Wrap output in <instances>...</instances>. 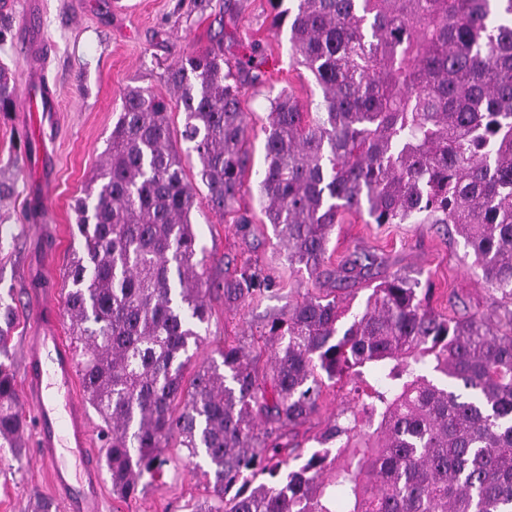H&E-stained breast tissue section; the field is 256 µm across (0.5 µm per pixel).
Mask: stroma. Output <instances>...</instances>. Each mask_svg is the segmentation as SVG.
<instances>
[{"label": "stroma", "mask_w": 512, "mask_h": 512, "mask_svg": "<svg viewBox=\"0 0 512 512\" xmlns=\"http://www.w3.org/2000/svg\"><path fill=\"white\" fill-rule=\"evenodd\" d=\"M18 23V14L0 13V63L12 70L23 92L32 62L16 49ZM42 23L52 45L41 59L42 73L55 94L56 110L41 123L30 112L0 117V178L14 185L12 194L0 200V232L14 239L0 249V289L12 290L17 306L10 347L17 380L22 377L25 338L31 331L30 291L35 283L55 282L58 291L49 302L57 307L65 304L67 267L80 247L74 236V207L105 159L129 89L171 97L167 68L176 51L202 50L220 41L225 58L232 59L244 53L252 40H262L266 46L262 81L246 85L242 97L250 124L251 168L256 172L264 167L261 127L270 97L289 88L303 106L313 107L321 99L317 84L294 64L287 31L272 30L267 0H238L231 16L224 12V0H211L204 9L192 0H44ZM17 147L22 148L24 160L8 166ZM197 195L192 221L209 256L208 280H223L225 269L249 257L275 286L239 308L225 305L223 295L209 294L211 318L196 361L215 356L228 343L257 355L259 370H266L269 353L264 334L271 320L287 316L306 293L329 288V272L347 260L366 265L363 277L340 293L354 312L362 310L372 286L396 272L428 280L432 307L448 316L475 315L499 326L505 312L512 311V301L485 281L451 226L414 219L372 224L367 215L348 214L331 237L322 275L294 274L256 195L241 200L253 216L246 236L231 217L210 210L205 188H198ZM352 398L349 383L323 387L316 412L292 426L291 443L314 448L317 437ZM167 453L172 462L162 479L136 498L120 501L112 493L111 481H104V512H190V504L208 496L206 478L189 463L184 449L173 446ZM56 498L49 472L37 461L32 445L18 454L0 447V512H28L30 503Z\"/></svg>", "instance_id": "stroma-1"}]
</instances>
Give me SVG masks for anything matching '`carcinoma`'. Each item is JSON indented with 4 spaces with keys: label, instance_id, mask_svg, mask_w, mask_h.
I'll list each match as a JSON object with an SVG mask.
<instances>
[{
    "label": "carcinoma",
    "instance_id": "1",
    "mask_svg": "<svg viewBox=\"0 0 512 512\" xmlns=\"http://www.w3.org/2000/svg\"><path fill=\"white\" fill-rule=\"evenodd\" d=\"M268 3L322 100L306 109L289 89L269 99L255 187L245 185L241 97L261 80L259 44L230 63L219 41L168 67L173 100L126 93L105 164L76 204L81 251L65 308L84 393L108 427L112 493L143 492L175 441L213 477L212 497L192 512H336L339 490L344 512H512V317L503 330L450 319L419 278L391 275L348 325L333 292L310 294L271 322L265 379L249 352L226 345L183 385L211 288L234 306L273 286L249 259L218 285L203 281L196 181L242 230L252 216L239 201L256 191L293 272H319L346 213L374 224L418 217L453 225L485 280L512 299V0ZM17 100L0 65V114ZM185 158L198 161L193 182ZM361 271L347 261L334 281ZM16 316L0 294V446L19 460L24 421L4 362ZM345 376L354 406L318 447L291 449L296 464L282 473L287 431L315 412L325 381Z\"/></svg>",
    "mask_w": 512,
    "mask_h": 512
}]
</instances>
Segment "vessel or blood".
<instances>
[{"mask_svg": "<svg viewBox=\"0 0 512 512\" xmlns=\"http://www.w3.org/2000/svg\"><path fill=\"white\" fill-rule=\"evenodd\" d=\"M41 0H27L18 45L29 54L43 51ZM34 92L25 102L29 112H51L54 97L41 80H33ZM63 319L57 309L39 310L27 341L24 396L32 404L38 426L34 445L48 466L52 483L65 512H101L102 478L90 454L91 422L75 396L77 358L56 326Z\"/></svg>", "mask_w": 512, "mask_h": 512, "instance_id": "obj_1", "label": "vessel or blood"}]
</instances>
